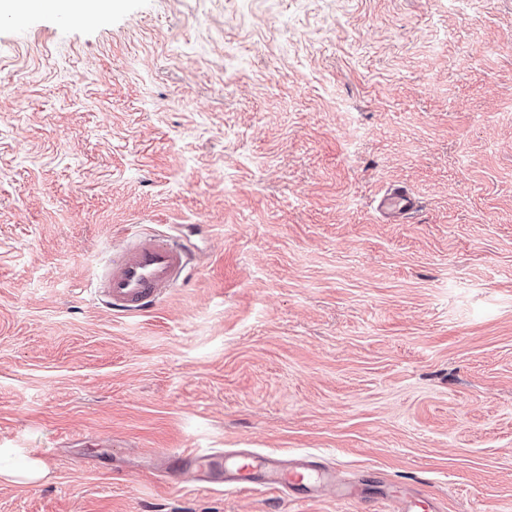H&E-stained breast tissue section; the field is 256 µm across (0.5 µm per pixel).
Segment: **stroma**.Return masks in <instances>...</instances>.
<instances>
[{
  "instance_id": "1",
  "label": "stroma",
  "mask_w": 512,
  "mask_h": 512,
  "mask_svg": "<svg viewBox=\"0 0 512 512\" xmlns=\"http://www.w3.org/2000/svg\"><path fill=\"white\" fill-rule=\"evenodd\" d=\"M175 230L184 284L108 311L113 249ZM186 448L363 497L203 486ZM0 451L43 468L0 512H512V0L0 17ZM379 208L387 217L399 219L416 210L417 199L409 190L396 187L382 196Z\"/></svg>"
}]
</instances>
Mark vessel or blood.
I'll return each mask as SVG.
<instances>
[{
  "label": "vessel or blood",
  "instance_id": "1",
  "mask_svg": "<svg viewBox=\"0 0 512 512\" xmlns=\"http://www.w3.org/2000/svg\"><path fill=\"white\" fill-rule=\"evenodd\" d=\"M379 208L387 217L399 219L416 210L417 199L409 190L396 187L382 196ZM189 255V242L179 237L131 235L100 275L101 302L109 310L126 314L147 311L185 280ZM212 473V485L227 490L276 487L300 499L332 495L349 500L356 495L355 486L305 459L285 463L268 455L239 454Z\"/></svg>",
  "mask_w": 512,
  "mask_h": 512
}]
</instances>
